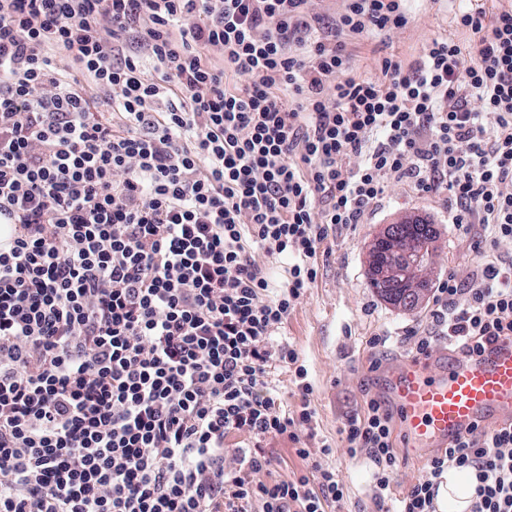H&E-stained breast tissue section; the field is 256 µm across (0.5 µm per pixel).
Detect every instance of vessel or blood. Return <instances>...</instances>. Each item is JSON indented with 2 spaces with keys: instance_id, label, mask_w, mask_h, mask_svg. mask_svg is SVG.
<instances>
[{
  "instance_id": "1",
  "label": "vessel or blood",
  "mask_w": 512,
  "mask_h": 512,
  "mask_svg": "<svg viewBox=\"0 0 512 512\" xmlns=\"http://www.w3.org/2000/svg\"><path fill=\"white\" fill-rule=\"evenodd\" d=\"M407 452L426 459L475 425L512 423V338L476 358L431 366L409 360L389 373Z\"/></svg>"
}]
</instances>
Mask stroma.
Instances as JSON below:
<instances>
[{"label": "stroma", "mask_w": 512, "mask_h": 512, "mask_svg": "<svg viewBox=\"0 0 512 512\" xmlns=\"http://www.w3.org/2000/svg\"><path fill=\"white\" fill-rule=\"evenodd\" d=\"M466 6V0H409L408 25L360 41L353 51L354 68L375 76L384 56L412 60L432 38L460 37L453 16ZM408 217L430 224L435 234L432 258L424 272L427 290L412 311L376 292L368 263L375 236ZM317 263L315 282L279 336L294 346L308 371L317 409V439L334 446L326 463L348 489L343 512H378L372 496L375 466L366 458L345 453L340 429L346 417L360 412L369 398L387 400L389 370L408 356V330L428 319L433 288L451 274L468 281L479 267V250L466 229L449 223L447 195H419L394 182L382 200L366 209L359 223L341 224L331 231ZM380 334L388 335L387 345L371 348L370 339Z\"/></svg>", "instance_id": "1"}]
</instances>
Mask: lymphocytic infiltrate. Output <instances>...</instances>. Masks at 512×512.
<instances>
[{"instance_id": "lymphocytic-infiltrate-1", "label": "lymphocytic infiltrate", "mask_w": 512, "mask_h": 512, "mask_svg": "<svg viewBox=\"0 0 512 512\" xmlns=\"http://www.w3.org/2000/svg\"><path fill=\"white\" fill-rule=\"evenodd\" d=\"M404 2L0 0V512L343 506L331 445L309 449L308 372L275 336L330 230L392 181L447 194L487 245L466 288H435L415 353L512 336V258L493 249L512 240V0L456 14L470 42L350 75L347 38L406 27ZM340 433L385 504L393 412L370 399ZM275 438L306 467L264 482ZM427 466L396 512H436L451 470L472 476L470 512H512V426H473Z\"/></svg>"}]
</instances>
